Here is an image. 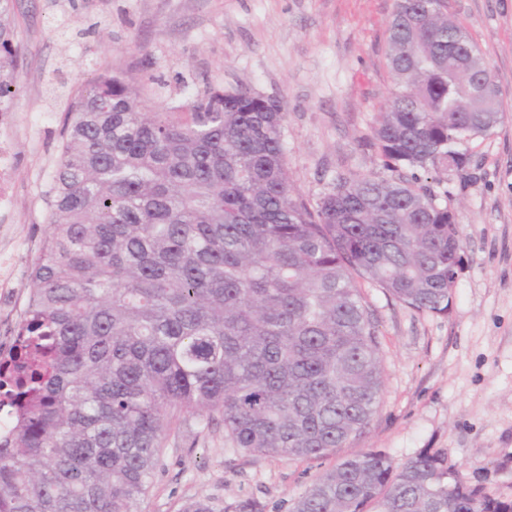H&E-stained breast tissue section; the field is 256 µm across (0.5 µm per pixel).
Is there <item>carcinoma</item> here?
<instances>
[{"label":"carcinoma","mask_w":512,"mask_h":512,"mask_svg":"<svg viewBox=\"0 0 512 512\" xmlns=\"http://www.w3.org/2000/svg\"><path fill=\"white\" fill-rule=\"evenodd\" d=\"M0 0V108L20 51ZM394 92L368 140L390 177L338 175L315 203L288 175L286 113L242 87L158 106L106 68L66 112L50 233L0 389V512H143L172 425L221 417L224 445L321 458L370 424L383 365L359 280L448 313L462 233L433 185L503 118L447 0H395ZM431 183H422V178ZM292 512H512L441 452L363 451Z\"/></svg>","instance_id":"1"}]
</instances>
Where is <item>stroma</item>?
<instances>
[{
  "label": "stroma",
  "instance_id": "35a3bbf8",
  "mask_svg": "<svg viewBox=\"0 0 512 512\" xmlns=\"http://www.w3.org/2000/svg\"><path fill=\"white\" fill-rule=\"evenodd\" d=\"M395 0H17L23 65L13 121L14 198L0 253L16 273L0 291V351L27 302V270L48 230L51 176L67 107L107 67L124 70L160 104L183 84L242 86L280 101L288 172L315 200L337 174L379 175L366 140L393 90L385 65ZM488 61L503 121L470 141L469 169L444 185L461 227L462 263L447 313L415 311L363 285L383 355L382 402L369 426L318 459L258 456L224 445V425H174L142 505L215 512L254 497L267 512L340 460L373 448L403 463L446 453L469 482L512 500V0H448Z\"/></svg>",
  "mask_w": 512,
  "mask_h": 512
}]
</instances>
